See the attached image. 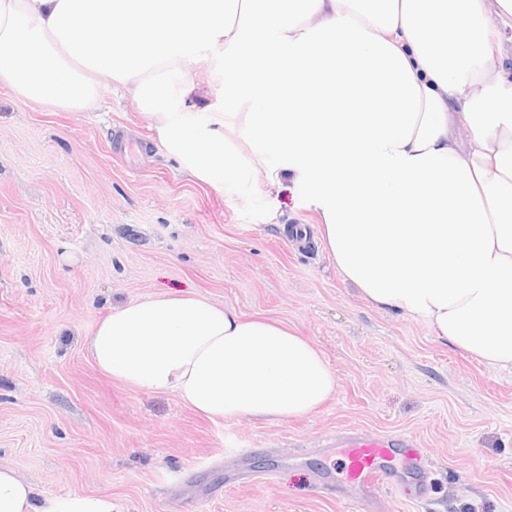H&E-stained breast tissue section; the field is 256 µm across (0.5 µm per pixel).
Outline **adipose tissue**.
Instances as JSON below:
<instances>
[{
  "mask_svg": "<svg viewBox=\"0 0 512 512\" xmlns=\"http://www.w3.org/2000/svg\"><path fill=\"white\" fill-rule=\"evenodd\" d=\"M512 0H0V88L64 112L121 86L217 191L264 171L306 193L343 279L512 369ZM212 58L224 89L188 76ZM87 352L113 381L211 418L285 422L337 390L286 324L185 294L124 304ZM0 512H113L0 468Z\"/></svg>",
  "mask_w": 512,
  "mask_h": 512,
  "instance_id": "ef3b65f1",
  "label": "adipose tissue"
}]
</instances>
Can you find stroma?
I'll list each match as a JSON object with an SVG mask.
<instances>
[{
  "mask_svg": "<svg viewBox=\"0 0 512 512\" xmlns=\"http://www.w3.org/2000/svg\"><path fill=\"white\" fill-rule=\"evenodd\" d=\"M86 112L0 89V466L116 512H512V372L378 309L345 282L299 188L219 192L178 169L137 104L102 82ZM196 294L315 343L335 395L280 424L212 421L102 375L86 344L111 309ZM404 436L432 472L359 490L336 443Z\"/></svg>",
  "mask_w": 512,
  "mask_h": 512,
  "instance_id": "stroma-1",
  "label": "stroma"
}]
</instances>
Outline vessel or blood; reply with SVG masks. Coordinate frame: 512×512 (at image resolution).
Returning <instances> with one entry per match:
<instances>
[{"label": "vessel or blood", "instance_id": "1", "mask_svg": "<svg viewBox=\"0 0 512 512\" xmlns=\"http://www.w3.org/2000/svg\"><path fill=\"white\" fill-rule=\"evenodd\" d=\"M345 448L346 478L355 485L378 488L388 482L387 461L401 455L421 461L423 452L402 436L364 438L352 436L343 443Z\"/></svg>", "mask_w": 512, "mask_h": 512}]
</instances>
